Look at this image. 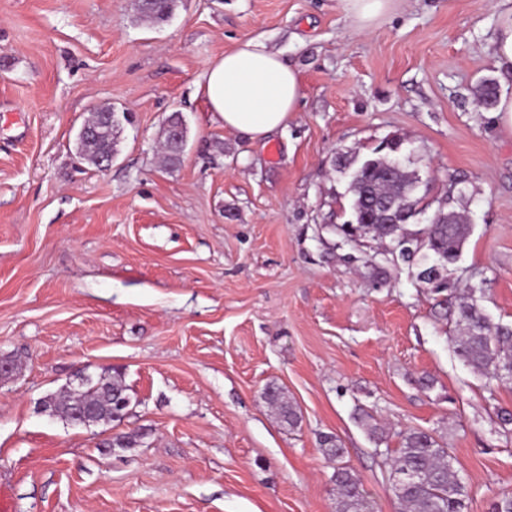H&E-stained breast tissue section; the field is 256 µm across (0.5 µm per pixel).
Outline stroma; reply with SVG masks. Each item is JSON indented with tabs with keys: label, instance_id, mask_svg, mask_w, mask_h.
<instances>
[{
	"label": "stroma",
	"instance_id": "1",
	"mask_svg": "<svg viewBox=\"0 0 512 512\" xmlns=\"http://www.w3.org/2000/svg\"><path fill=\"white\" fill-rule=\"evenodd\" d=\"M495 0H394L361 30L343 0H180L171 23L136 0H0V482L11 512H335L337 465L373 512H400L385 446L441 437L467 512L512 492V384L456 355L415 267L378 240L327 232L350 220L338 158L403 141L405 164L469 234L447 273L512 323V136L476 90L494 80ZM256 38L304 87L287 126L260 141L224 129L197 83ZM130 112L107 172L78 157L91 109ZM181 113L187 148L162 163ZM385 275L374 280V266ZM90 373L120 372L131 398L110 448L97 428L38 410ZM300 415L277 422L262 393ZM337 437L342 461L326 458ZM263 398L279 423L290 428L297 426L299 422L297 408L279 387L268 386L263 393Z\"/></svg>",
	"mask_w": 512,
	"mask_h": 512
}]
</instances>
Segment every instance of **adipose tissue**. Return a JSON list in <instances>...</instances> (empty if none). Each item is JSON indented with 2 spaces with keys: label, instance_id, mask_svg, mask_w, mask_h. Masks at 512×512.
<instances>
[{
  "label": "adipose tissue",
  "instance_id": "adipose-tissue-1",
  "mask_svg": "<svg viewBox=\"0 0 512 512\" xmlns=\"http://www.w3.org/2000/svg\"><path fill=\"white\" fill-rule=\"evenodd\" d=\"M199 92L226 130L252 140L286 126L304 96L296 71L256 39L215 59Z\"/></svg>",
  "mask_w": 512,
  "mask_h": 512
}]
</instances>
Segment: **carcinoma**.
Masks as SVG:
<instances>
[{
	"instance_id": "obj_1",
	"label": "carcinoma",
	"mask_w": 512,
	"mask_h": 512,
	"mask_svg": "<svg viewBox=\"0 0 512 512\" xmlns=\"http://www.w3.org/2000/svg\"><path fill=\"white\" fill-rule=\"evenodd\" d=\"M177 0H137L138 12L146 22L160 25L167 22L176 9ZM478 97L487 107L497 102V86L491 80L482 82ZM107 121L97 113L87 125L98 132L90 138L78 137L79 154L88 165L96 166V158L112 150V137L107 133ZM163 160L165 166L181 163L182 145L169 139L168 130H162ZM390 146L374 151L366 159L367 166H358L350 174L348 193L355 217L354 228L346 224L329 225L333 232L352 242L353 231L362 238L387 242L386 254L404 263L418 267L417 281L436 295V315L451 319L457 327L453 338L457 355L476 374L502 384H512V325L493 323L478 306L475 289L460 291L449 287L444 276H432L433 267L445 271L455 264L466 242L469 225L459 212L438 210L440 217L419 231H409L405 224H390L385 217L390 205L413 219L424 197L418 195L419 178L397 160L398 141L389 139ZM263 398L277 421L290 428L297 426L296 406L277 386L267 387ZM129 399L120 373L100 375L78 393L60 390L42 399L47 415L70 421L79 405L95 408L99 413L96 425L112 427L129 412V405L118 404ZM369 437L380 443L384 432L374 423L367 410L359 417ZM400 446L388 457L389 480L392 492L402 512H466V487L452 464L447 445L434 435L420 429L399 433ZM141 438L139 433L117 432L106 445L111 448H133ZM319 447L324 456L341 459L345 453L339 440L323 435ZM336 486V512H371L362 483L357 475L343 465L336 467L332 476Z\"/></svg>"
}]
</instances>
